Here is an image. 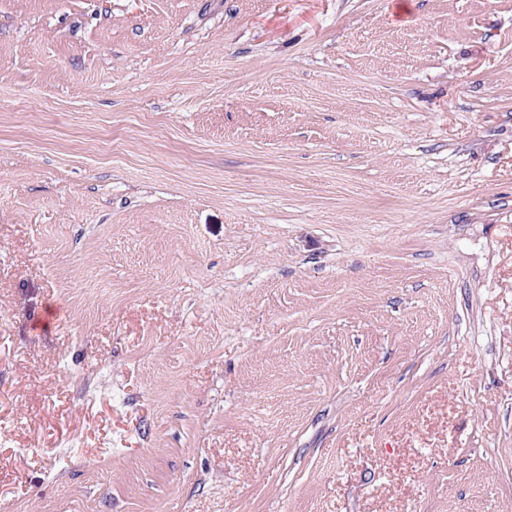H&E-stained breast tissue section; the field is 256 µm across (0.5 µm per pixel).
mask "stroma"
<instances>
[{
  "label": "stroma",
  "mask_w": 512,
  "mask_h": 512,
  "mask_svg": "<svg viewBox=\"0 0 512 512\" xmlns=\"http://www.w3.org/2000/svg\"><path fill=\"white\" fill-rule=\"evenodd\" d=\"M0 512H512V0H0Z\"/></svg>",
  "instance_id": "1"
}]
</instances>
